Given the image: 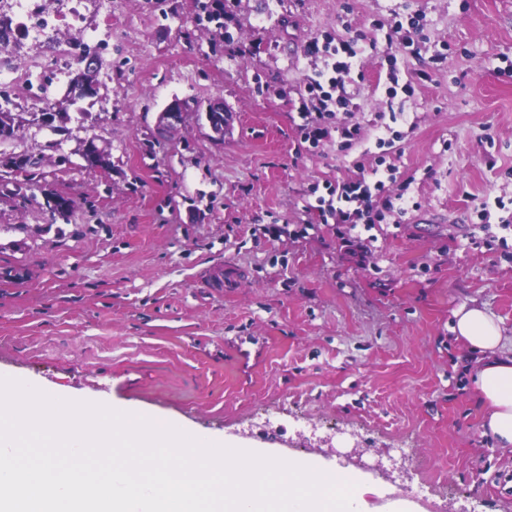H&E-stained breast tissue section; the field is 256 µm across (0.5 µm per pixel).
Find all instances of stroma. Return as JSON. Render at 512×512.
<instances>
[{"mask_svg": "<svg viewBox=\"0 0 512 512\" xmlns=\"http://www.w3.org/2000/svg\"><path fill=\"white\" fill-rule=\"evenodd\" d=\"M83 0L102 107L0 144V376L90 396L212 439L379 479L427 512H512V453L482 433L472 356L484 309L512 349V0ZM416 16L414 49L390 20ZM348 41L347 112L302 142L311 42ZM409 91L388 98L390 70ZM223 102V139L173 98ZM361 140L340 146L339 125ZM95 140L112 168L87 167ZM39 158L32 181L10 156ZM393 167L356 242L308 210ZM73 197L52 221L43 189ZM502 198L480 225L486 196ZM287 227L273 238L271 229Z\"/></svg>", "mask_w": 512, "mask_h": 512, "instance_id": "obj_1", "label": "stroma"}]
</instances>
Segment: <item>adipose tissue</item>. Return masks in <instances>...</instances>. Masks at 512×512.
Wrapping results in <instances>:
<instances>
[{
  "label": "adipose tissue",
  "mask_w": 512,
  "mask_h": 512,
  "mask_svg": "<svg viewBox=\"0 0 512 512\" xmlns=\"http://www.w3.org/2000/svg\"><path fill=\"white\" fill-rule=\"evenodd\" d=\"M457 340L475 356L474 386L488 408L484 433L512 451V355L502 352L500 326L484 310L461 308L452 327Z\"/></svg>",
  "instance_id": "obj_1"
}]
</instances>
